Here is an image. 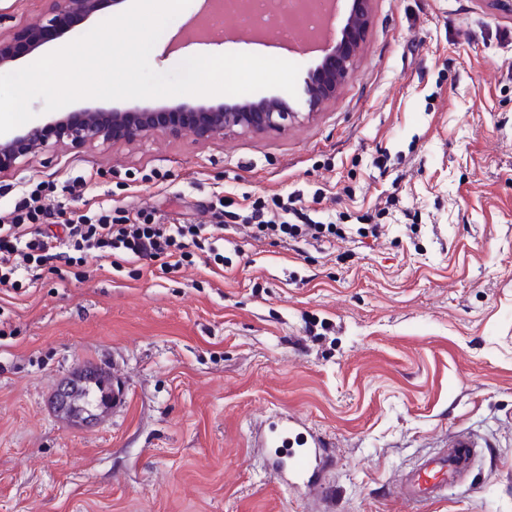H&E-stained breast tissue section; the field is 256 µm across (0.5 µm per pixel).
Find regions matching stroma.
<instances>
[{"instance_id": "35a3bbf8", "label": "stroma", "mask_w": 512, "mask_h": 512, "mask_svg": "<svg viewBox=\"0 0 512 512\" xmlns=\"http://www.w3.org/2000/svg\"><path fill=\"white\" fill-rule=\"evenodd\" d=\"M47 0H0V31ZM190 0L149 55H322L274 38L191 39ZM42 189L80 209L212 223L225 261H144L86 278L57 262L0 289V512H313L250 448L275 408L332 441L333 512H512V14L495 0H373L352 77L288 131L58 144L0 172V218ZM303 195L348 238L253 236V206ZM379 225L378 237L358 228ZM118 374L122 407L81 421L55 395ZM480 452L448 500L399 475L451 437Z\"/></svg>"}]
</instances>
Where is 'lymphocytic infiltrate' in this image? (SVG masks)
I'll return each mask as SVG.
<instances>
[{
	"label": "lymphocytic infiltrate",
	"mask_w": 512,
	"mask_h": 512,
	"mask_svg": "<svg viewBox=\"0 0 512 512\" xmlns=\"http://www.w3.org/2000/svg\"><path fill=\"white\" fill-rule=\"evenodd\" d=\"M47 210L38 193H31L13 217L0 223V288H21L36 282L48 264L62 261L81 265L90 258L109 259L113 269L142 260L160 262L167 272L191 264L195 251L209 252L223 261L218 244L223 241V211H216L212 224L120 223L111 216L91 219L80 214L52 228L43 225ZM259 233L294 241L322 240L339 236L336 224L312 222L295 199L283 203L280 211L267 214L254 210Z\"/></svg>",
	"instance_id": "obj_1"
}]
</instances>
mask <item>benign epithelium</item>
<instances>
[{
  "instance_id": "benign-epithelium-1",
  "label": "benign epithelium",
  "mask_w": 512,
  "mask_h": 512,
  "mask_svg": "<svg viewBox=\"0 0 512 512\" xmlns=\"http://www.w3.org/2000/svg\"><path fill=\"white\" fill-rule=\"evenodd\" d=\"M118 5L124 0H48L49 18L0 34V70L15 63L45 44L52 36L71 29L76 18L96 15L104 2ZM372 0H353L341 37L328 41L317 38L323 57L305 82L303 94L307 115L318 111L336 96L339 88L352 76L355 52L366 34ZM302 113L290 109L278 98H263L235 104L137 108L129 110L85 108L68 112L45 124L35 125L21 134L0 138V172L16 167L31 155L46 151L50 138L60 143L69 140L85 144L104 141L133 142L154 135L179 136L185 132L207 140L227 131L263 133L284 131Z\"/></svg>"
}]
</instances>
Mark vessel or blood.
<instances>
[{
    "label": "vessel or blood",
    "instance_id": "1",
    "mask_svg": "<svg viewBox=\"0 0 512 512\" xmlns=\"http://www.w3.org/2000/svg\"><path fill=\"white\" fill-rule=\"evenodd\" d=\"M272 475L282 483L304 489L308 495L327 498L321 473L329 460L325 436L302 428L286 413L277 412L261 421L254 440ZM478 444L456 437L446 453L427 457L407 478L403 498L414 505L447 498L455 479L477 456Z\"/></svg>",
    "mask_w": 512,
    "mask_h": 512
}]
</instances>
